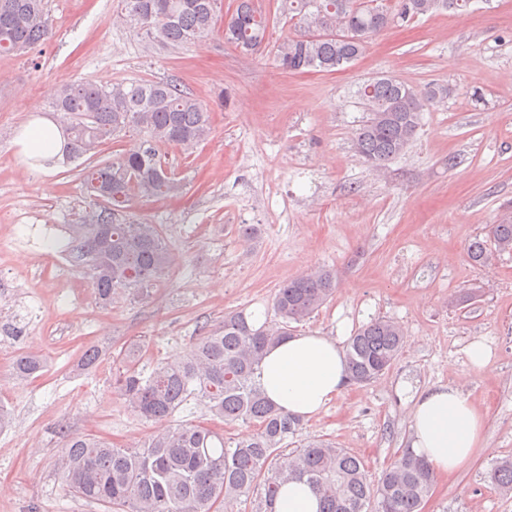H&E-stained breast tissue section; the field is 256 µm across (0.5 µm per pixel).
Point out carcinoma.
Instances as JSON below:
<instances>
[{
    "mask_svg": "<svg viewBox=\"0 0 512 512\" xmlns=\"http://www.w3.org/2000/svg\"><path fill=\"white\" fill-rule=\"evenodd\" d=\"M120 20L149 45L175 47L209 34L222 0H119ZM278 16L292 22L296 35L277 44L274 61L286 73L332 72L351 63L369 39L392 23H408L448 4L462 9L469 0H388L387 18L372 0H279ZM270 16L255 0H235L224 18V43L243 55L268 45ZM53 34L46 0H0V53L21 55ZM368 116L357 129L356 153L383 169L400 157L415 138L422 115L447 97L448 88L429 84L416 89L392 77L374 78L357 91ZM64 145L59 163L73 164L110 143L125 130L145 140L103 162L82 169L86 188L96 197L111 191L106 206L88 224L74 228L76 250L93 271L92 285L105 305L120 294H142L162 285L175 264L174 253L156 224L120 222L118 212L132 198L176 195L180 181L168 172L161 146L190 150L208 137L207 108L172 82L134 81L100 85L63 84L50 105ZM512 252V220L492 224L488 240L468 246L475 265L489 262L491 251ZM336 291L333 270L320 268L284 283L273 297L276 321L256 327L242 311L198 338L184 357L144 375L129 365L117 380L127 407L145 419L175 414L189 401L225 423L243 422L253 431L241 439L186 422L154 432L137 448H115L96 437L73 440L63 435L59 467L76 497L104 504L111 512H226L243 505L250 512H276L282 486L305 477L321 500L320 512H422L436 480L425 458L410 449L372 481L364 461L333 443L309 442L278 460L300 419L268 399L261 384L266 350L291 335L299 323L322 307ZM404 342L403 327L374 319L358 328L346 345L349 382L370 383L383 376ZM43 369L42 359L21 353L16 377L28 379ZM490 477L512 493V457L496 462ZM260 490L259 499L251 492Z\"/></svg>",
    "mask_w": 512,
    "mask_h": 512,
    "instance_id": "obj_1",
    "label": "carcinoma"
}]
</instances>
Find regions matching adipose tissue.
Returning <instances> with one entry per match:
<instances>
[{
	"mask_svg": "<svg viewBox=\"0 0 512 512\" xmlns=\"http://www.w3.org/2000/svg\"><path fill=\"white\" fill-rule=\"evenodd\" d=\"M26 158H49L62 146L57 128L36 121L16 140ZM261 383L268 398L290 414L308 420L332 403L347 384L345 353L338 341L319 334L290 336L269 348ZM485 416L461 388L438 386L414 400L411 449L436 473L448 475L471 460Z\"/></svg>",
	"mask_w": 512,
	"mask_h": 512,
	"instance_id": "obj_1",
	"label": "adipose tissue"
}]
</instances>
